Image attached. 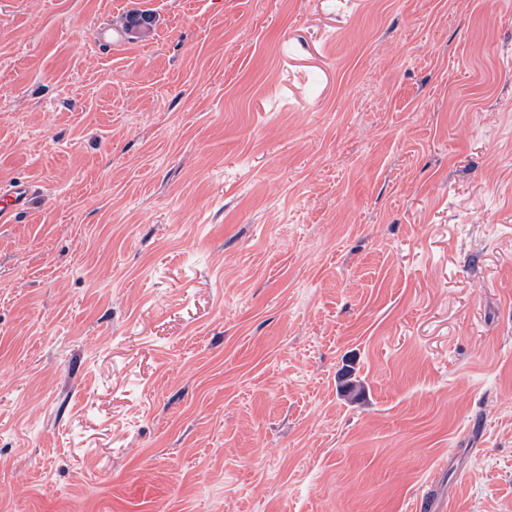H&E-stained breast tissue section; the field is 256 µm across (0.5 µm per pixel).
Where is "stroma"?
<instances>
[{"label":"stroma","instance_id":"stroma-1","mask_svg":"<svg viewBox=\"0 0 512 512\" xmlns=\"http://www.w3.org/2000/svg\"><path fill=\"white\" fill-rule=\"evenodd\" d=\"M16 180L0 512H512V0H0Z\"/></svg>","mask_w":512,"mask_h":512}]
</instances>
